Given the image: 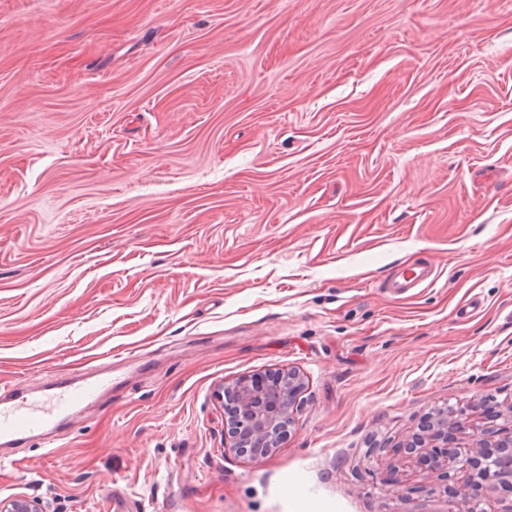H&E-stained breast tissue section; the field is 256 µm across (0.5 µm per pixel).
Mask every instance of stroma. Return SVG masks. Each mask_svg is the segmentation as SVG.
I'll use <instances>...</instances> for the list:
<instances>
[{
  "instance_id": "obj_1",
  "label": "stroma",
  "mask_w": 512,
  "mask_h": 512,
  "mask_svg": "<svg viewBox=\"0 0 512 512\" xmlns=\"http://www.w3.org/2000/svg\"><path fill=\"white\" fill-rule=\"evenodd\" d=\"M288 368L287 438L229 451L217 387ZM81 369L124 382L0 500L512 503L398 449L512 401V0H0V390ZM433 273L434 269L427 263L403 269L391 278L389 288H393L400 294L405 293L410 288H417L432 279Z\"/></svg>"
}]
</instances>
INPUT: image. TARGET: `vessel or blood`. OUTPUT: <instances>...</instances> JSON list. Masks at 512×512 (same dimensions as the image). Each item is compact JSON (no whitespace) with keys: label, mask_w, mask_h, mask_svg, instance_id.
<instances>
[{"label":"vessel or blood","mask_w":512,"mask_h":512,"mask_svg":"<svg viewBox=\"0 0 512 512\" xmlns=\"http://www.w3.org/2000/svg\"><path fill=\"white\" fill-rule=\"evenodd\" d=\"M434 270L426 263L403 269L389 286L405 293L432 279ZM117 384L111 372L87 377L74 374L61 379L45 396L24 390L0 400V442L10 444L33 436L50 434L61 422L85 408Z\"/></svg>","instance_id":"b4317fda"}]
</instances>
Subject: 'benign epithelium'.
<instances>
[{
	"label": "benign epithelium",
	"mask_w": 512,
	"mask_h": 512,
	"mask_svg": "<svg viewBox=\"0 0 512 512\" xmlns=\"http://www.w3.org/2000/svg\"><path fill=\"white\" fill-rule=\"evenodd\" d=\"M305 383L294 369L277 372L264 383L239 381L221 386L219 399L224 405L226 438L234 451L254 459L268 455L286 436L301 404ZM502 418L506 424L476 432V424L460 411L430 416L420 430L410 431L400 448L406 460L423 471V476L448 469H469L473 460L448 448V430L461 435L474 434V452L486 458L483 470L470 479L478 486L503 485L512 489V401L506 404ZM0 512H46L36 498L0 501Z\"/></svg>",
	"instance_id": "1"
}]
</instances>
